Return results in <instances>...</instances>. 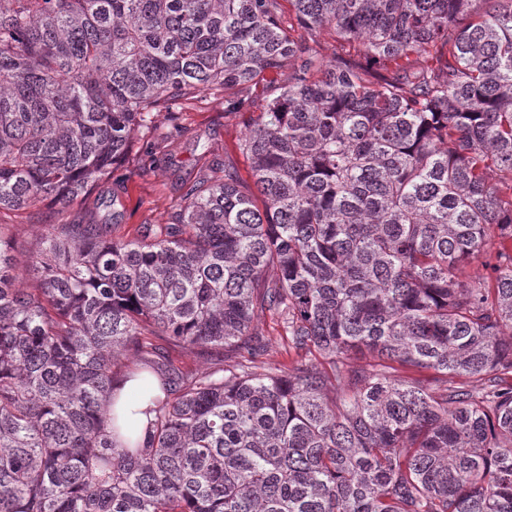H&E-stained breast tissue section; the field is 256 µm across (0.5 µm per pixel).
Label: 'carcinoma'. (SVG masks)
I'll list each match as a JSON object with an SVG mask.
<instances>
[{
  "mask_svg": "<svg viewBox=\"0 0 512 512\" xmlns=\"http://www.w3.org/2000/svg\"><path fill=\"white\" fill-rule=\"evenodd\" d=\"M287 2L0 0V209L84 197L155 111L288 72L252 183L200 176L134 239L48 224L34 288L0 226V512H512V0ZM156 339L235 364L183 374ZM135 375L142 444L110 416ZM258 330L263 335L264 341L269 345L270 356L267 361L271 362L272 366L277 365L279 362L288 361V357L284 352L283 356L280 354L283 342V331L279 323L267 315L259 322Z\"/></svg>",
  "mask_w": 512,
  "mask_h": 512,
  "instance_id": "carcinoma-1",
  "label": "carcinoma"
}]
</instances>
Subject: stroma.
<instances>
[{
	"mask_svg": "<svg viewBox=\"0 0 512 512\" xmlns=\"http://www.w3.org/2000/svg\"><path fill=\"white\" fill-rule=\"evenodd\" d=\"M284 74L270 73L253 91L247 109L228 112L224 98L210 93L180 103L173 114H159L150 131L136 135L127 158L114 173L116 185H103L95 193L68 207L43 203L35 208L0 210V224L8 225L27 260L46 225L74 218L110 225L113 236L130 239L141 225L166 223L186 191L203 174L234 168L242 180L250 178V162L238 144L250 113L259 111Z\"/></svg>",
	"mask_w": 512,
	"mask_h": 512,
	"instance_id": "35a3bbf8",
	"label": "stroma"
}]
</instances>
